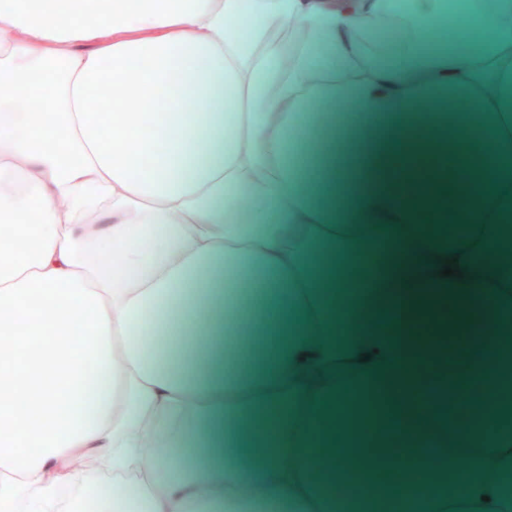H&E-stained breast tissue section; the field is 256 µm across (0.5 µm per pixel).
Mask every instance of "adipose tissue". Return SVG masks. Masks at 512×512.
I'll use <instances>...</instances> for the list:
<instances>
[{"mask_svg":"<svg viewBox=\"0 0 512 512\" xmlns=\"http://www.w3.org/2000/svg\"><path fill=\"white\" fill-rule=\"evenodd\" d=\"M92 504L512 512V0L0 9V512Z\"/></svg>","mask_w":512,"mask_h":512,"instance_id":"1","label":"adipose tissue"}]
</instances>
